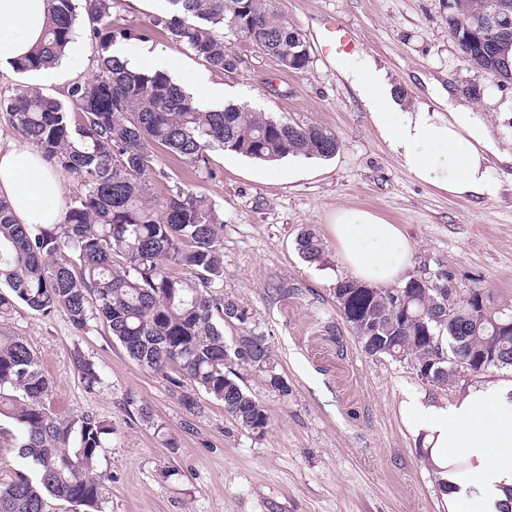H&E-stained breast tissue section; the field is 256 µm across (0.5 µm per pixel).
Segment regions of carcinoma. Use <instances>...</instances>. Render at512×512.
<instances>
[{
  "instance_id": "1",
  "label": "carcinoma",
  "mask_w": 512,
  "mask_h": 512,
  "mask_svg": "<svg viewBox=\"0 0 512 512\" xmlns=\"http://www.w3.org/2000/svg\"><path fill=\"white\" fill-rule=\"evenodd\" d=\"M49 2L51 24L39 48L10 62L20 74L56 65L75 37L74 0ZM81 2L95 50L92 76L71 82L61 99L23 86L0 101L12 127L80 186L62 222L50 227L19 223L0 198V318L23 303L44 315L63 310L78 332L100 321L133 361L168 382L190 416L202 415L209 401L220 402L234 425L261 436L270 417L243 387V373L262 377L283 396L288 384L266 336L251 330L235 338L249 346L247 358L226 342L224 324H245L249 313L218 294L223 221L205 194L179 184L162 199L153 196V148L203 170L209 149L274 162L290 155L330 158L339 141L320 126L277 119L246 103L200 109L166 72L133 70L112 55L114 0ZM166 3L152 16L151 29L187 45L212 69H227L235 39L291 70L310 62L306 41L275 0ZM502 6L512 26V0H454L448 12V24L464 39L465 61L476 69H500L505 59L512 66V36L488 49L466 40L478 18ZM296 249L309 263L326 262V245L310 229L298 235ZM424 278L438 287L420 288L413 279L395 288L337 280L336 305L361 351L415 374L430 358L466 356L474 359L473 376L481 374L475 357L487 351L498 362L495 372L512 373V298L467 288L466 299L450 301L452 274L439 263ZM404 290L412 298L407 312L394 298ZM72 365L86 390L101 384L95 364L81 352H74ZM442 366L431 386L458 387L452 362ZM49 388L29 345L0 333V419L16 429L17 456L34 470L32 477L19 474L0 484V512H44L48 497L103 512L96 462L110 426L89 413H60Z\"/></svg>"
}]
</instances>
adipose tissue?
<instances>
[{
	"instance_id": "ef3b65f1",
	"label": "adipose tissue",
	"mask_w": 512,
	"mask_h": 512,
	"mask_svg": "<svg viewBox=\"0 0 512 512\" xmlns=\"http://www.w3.org/2000/svg\"><path fill=\"white\" fill-rule=\"evenodd\" d=\"M50 21L49 0H0V54L14 60L32 53ZM342 75L370 113L379 138L414 179L456 198H492L499 185L493 162L512 164V147L501 148L483 113L465 101L447 112L402 109L370 57L344 60ZM65 182L34 149L0 141V197L19 223H60ZM336 250L352 277L374 286L404 285L412 246L398 225L357 208L338 209L331 225ZM403 416L431 463L448 468V451L466 449L480 477L470 486L449 480L447 498L463 512H500L512 487V379L469 386L451 406L412 398Z\"/></svg>"
}]
</instances>
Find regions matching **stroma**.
Wrapping results in <instances>:
<instances>
[{
    "label": "stroma",
    "instance_id": "stroma-1",
    "mask_svg": "<svg viewBox=\"0 0 512 512\" xmlns=\"http://www.w3.org/2000/svg\"><path fill=\"white\" fill-rule=\"evenodd\" d=\"M278 6L307 40L329 18L353 29L360 54L403 90L404 107L433 105L426 85L432 78L494 118L495 137L512 143V120H496L512 103V81L465 62L449 33L445 0H278ZM164 7L163 0H116L112 27L147 32L153 48L180 56L182 67L171 77L186 90L223 86L226 101L326 128L340 148L329 159L276 162L211 150L202 172L154 152L155 196L176 184L205 193L224 221L220 293L250 314L247 324L225 326V336L247 328L264 334L288 383L283 396L261 377L247 379L270 416L264 435L237 429L216 402L189 419L167 382L132 361L99 324L78 333L64 311L44 316L21 303L0 319V331L22 337L38 355L58 407L111 424L97 465L106 478L104 512H456L420 456L401 404L416 396L449 405L459 392L422 384L405 364L361 352L336 307V281L348 272L329 226L338 208L372 211L401 225L413 247L412 276L440 263L461 287L512 297V165H495L500 192L481 202L417 182L376 136L335 59L313 46L306 68L288 70L237 40L236 70L217 71L186 45L150 31ZM72 45L52 71L22 77L1 70L0 97L24 85L57 96L71 80L91 75L96 61L85 19H78ZM308 227L325 242L326 264L308 263L296 250ZM77 351L101 374L95 391L73 370ZM144 404L151 420L138 413ZM159 425L164 435H157ZM166 435L177 447L163 445Z\"/></svg>",
    "mask_w": 512,
    "mask_h": 512
}]
</instances>
